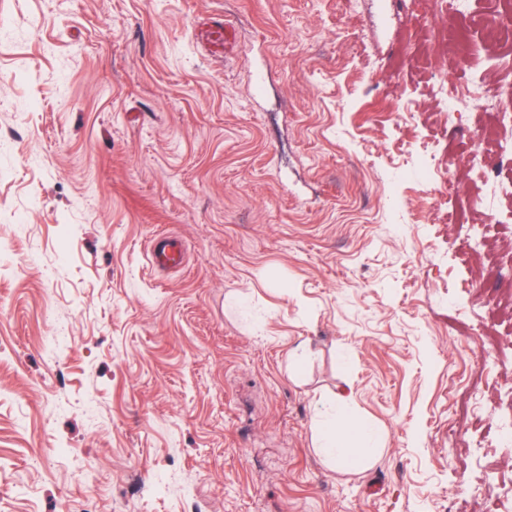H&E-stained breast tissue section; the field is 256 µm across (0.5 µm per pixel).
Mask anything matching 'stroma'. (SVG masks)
<instances>
[{
	"label": "stroma",
	"mask_w": 512,
	"mask_h": 512,
	"mask_svg": "<svg viewBox=\"0 0 512 512\" xmlns=\"http://www.w3.org/2000/svg\"><path fill=\"white\" fill-rule=\"evenodd\" d=\"M504 11L0 0V512H512V54L447 37ZM150 261L160 266H176L181 261V251L174 245L157 241L149 251ZM316 448L336 466L366 462L357 458L351 446L358 440L360 448H378L380 434L378 430L362 420L351 408L350 398L343 394L336 397L335 414L323 415L317 420L315 428Z\"/></svg>",
	"instance_id": "obj_1"
}]
</instances>
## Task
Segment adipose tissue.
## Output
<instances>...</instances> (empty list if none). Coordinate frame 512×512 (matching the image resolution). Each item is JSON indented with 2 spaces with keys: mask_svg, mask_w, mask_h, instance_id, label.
I'll use <instances>...</instances> for the list:
<instances>
[{
  "mask_svg": "<svg viewBox=\"0 0 512 512\" xmlns=\"http://www.w3.org/2000/svg\"><path fill=\"white\" fill-rule=\"evenodd\" d=\"M315 440L322 454L340 467L357 463L353 442H360L365 448H375L379 445L380 434L352 410L349 397L341 394L336 398L334 414L317 420Z\"/></svg>",
  "mask_w": 512,
  "mask_h": 512,
  "instance_id": "ef3b65f1",
  "label": "adipose tissue"
}]
</instances>
